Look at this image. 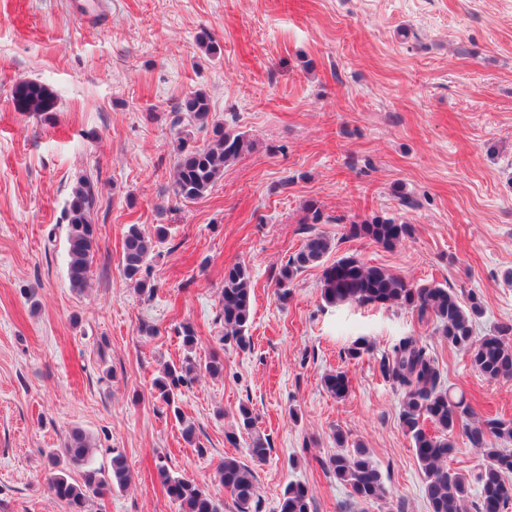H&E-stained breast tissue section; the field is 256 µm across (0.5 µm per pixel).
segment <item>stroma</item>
<instances>
[{
  "mask_svg": "<svg viewBox=\"0 0 512 512\" xmlns=\"http://www.w3.org/2000/svg\"><path fill=\"white\" fill-rule=\"evenodd\" d=\"M205 31L215 51L199 47ZM21 80L56 93L51 122L16 109ZM196 90L253 148L184 202L171 189L177 139L200 147L208 134L176 110ZM83 174L99 180L100 248L78 294L64 210ZM310 200L331 223H304ZM375 215L410 224V236L392 249L346 238L347 222ZM131 224L167 229L150 297L120 270ZM316 229L335 243L329 261L353 255L477 294L475 335L512 320V0H0V512H66L45 477L75 427L91 436L95 466L118 452L132 474L89 512H180L161 459L237 512L217 469L246 456L242 404L270 446L254 466L260 512H279L291 481L312 490L314 512H427L385 354L420 336L482 416L512 419V379L481 376L432 318L327 305L322 267L280 299V266ZM237 262L252 275L251 345L222 349L223 377L196 372L180 401L201 456L151 383L181 363V324L198 358L218 349L224 269ZM360 336L371 351L347 358ZM335 370L349 379L343 400L322 386ZM339 429L369 449L385 500L351 506L324 469Z\"/></svg>",
  "mask_w": 512,
  "mask_h": 512,
  "instance_id": "obj_1",
  "label": "stroma"
}]
</instances>
